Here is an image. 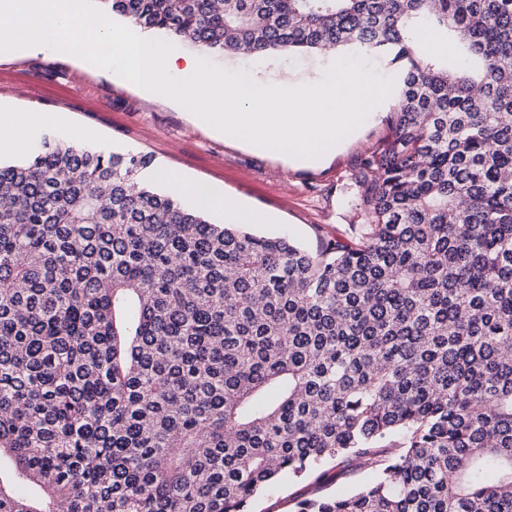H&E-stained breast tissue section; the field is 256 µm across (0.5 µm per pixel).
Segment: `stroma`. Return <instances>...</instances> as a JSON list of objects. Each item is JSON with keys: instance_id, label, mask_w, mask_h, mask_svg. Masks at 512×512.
Segmentation results:
<instances>
[{"instance_id": "obj_1", "label": "stroma", "mask_w": 512, "mask_h": 512, "mask_svg": "<svg viewBox=\"0 0 512 512\" xmlns=\"http://www.w3.org/2000/svg\"><path fill=\"white\" fill-rule=\"evenodd\" d=\"M215 62L266 82L287 68L303 83L323 78L331 59L271 54L219 56ZM26 111L53 115L46 132L67 138L82 128L88 132L86 146L151 155L155 167L176 171L251 210L258 217L255 232L285 233L312 250L322 238L349 234L361 223L351 173L387 136L390 115L382 108L322 164L304 167L201 127L171 100H146L141 89L111 71L82 69L75 55L0 53V113Z\"/></svg>"}]
</instances>
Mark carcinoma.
I'll use <instances>...</instances> for the list:
<instances>
[{
  "instance_id": "obj_1",
  "label": "carcinoma",
  "mask_w": 512,
  "mask_h": 512,
  "mask_svg": "<svg viewBox=\"0 0 512 512\" xmlns=\"http://www.w3.org/2000/svg\"><path fill=\"white\" fill-rule=\"evenodd\" d=\"M97 2L204 53L390 54L400 94L366 222L315 252L148 154L0 161V512H254L283 480L317 488L291 512H512V0ZM349 459L371 479L331 491Z\"/></svg>"
}]
</instances>
